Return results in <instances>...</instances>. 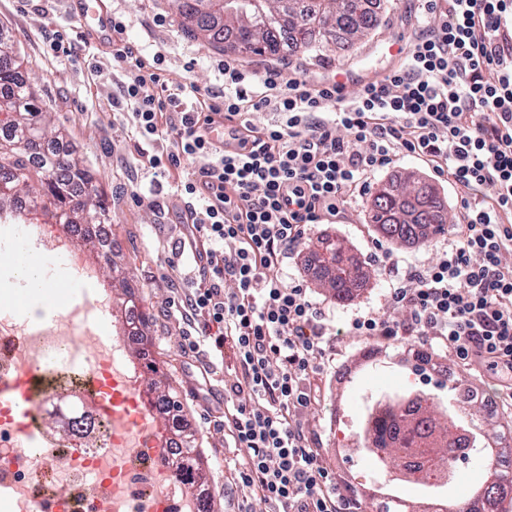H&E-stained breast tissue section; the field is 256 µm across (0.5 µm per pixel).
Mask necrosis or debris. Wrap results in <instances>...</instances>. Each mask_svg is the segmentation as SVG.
Here are the masks:
<instances>
[{
  "instance_id": "obj_1",
  "label": "necrosis or debris",
  "mask_w": 512,
  "mask_h": 512,
  "mask_svg": "<svg viewBox=\"0 0 512 512\" xmlns=\"http://www.w3.org/2000/svg\"><path fill=\"white\" fill-rule=\"evenodd\" d=\"M74 329L72 316H64L10 358H0V375L37 364L42 348L71 345ZM129 343L126 336L110 344L87 336L82 350L96 360L100 372L120 376ZM91 391L84 372L69 363L48 374L45 389L34 400L36 415L61 414L72 428L66 436L42 435L37 454L20 447L13 425L0 419V447L10 467L0 473V506L41 512L54 496L60 512H200L199 497L189 493L188 479L171 455L154 457L141 434L100 421L88 402Z\"/></svg>"
}]
</instances>
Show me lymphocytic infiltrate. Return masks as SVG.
Instances as JSON below:
<instances>
[{
  "label": "lymphocytic infiltrate",
  "instance_id": "f902f5d3",
  "mask_svg": "<svg viewBox=\"0 0 512 512\" xmlns=\"http://www.w3.org/2000/svg\"><path fill=\"white\" fill-rule=\"evenodd\" d=\"M436 25L397 68L351 98L341 85L254 70L225 57L222 90L172 86L161 54L145 58L112 21V62L126 80L113 107L131 110L142 163L169 176L182 158L178 254L200 282L178 302L199 324L186 346L232 341L224 429L247 460L237 473L268 512H360L301 413L320 400L316 362L329 320L283 264L314 224H332L370 175L413 154L447 174L461 205L453 240L423 267L378 258L393 280L389 309L352 320L348 334L438 344L475 377L498 379L512 400V0H431ZM265 112V122L254 114ZM224 123L223 144L207 135ZM160 143L167 153L151 151ZM233 282L225 291V282ZM395 307L407 308L400 319Z\"/></svg>",
  "mask_w": 512,
  "mask_h": 512
}]
</instances>
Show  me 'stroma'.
<instances>
[{"label":"stroma","instance_id":"35a3bbf8","mask_svg":"<svg viewBox=\"0 0 512 512\" xmlns=\"http://www.w3.org/2000/svg\"><path fill=\"white\" fill-rule=\"evenodd\" d=\"M79 9V0H0V29L9 31L25 60L26 72L39 90L37 107L54 112L80 160L95 173L110 209L104 234L110 237L130 291L148 318L146 335L135 346L148 352L150 361L178 394L183 415L192 424L208 466L206 489L217 512H266L265 505L253 499L250 489L233 480L227 469L237 450L219 422L224 418V384L231 379L233 350L224 346L222 364L211 368L205 377L200 369L206 354L183 347L179 314L172 300L194 287L199 277L187 259L182 260L181 272L174 279L165 277L171 250L180 237L175 202L170 195H163L164 207L156 211L138 205L133 198L134 192L149 190L153 174L138 162L137 137L129 114L112 107V96L124 81L123 74L112 68V34L101 30L84 33L77 18ZM111 10L124 20L126 36L133 44L149 55L161 53L172 84L223 88L224 79L214 64L219 49L191 36L173 12L170 0H111ZM379 16V27L348 50L329 57L302 48L294 50L287 76L298 72L317 78L340 75L348 95H356L366 82L399 65L403 49L422 27L438 21L436 15L427 12L425 0H384ZM56 33L73 45L72 54L49 52V40ZM418 179L436 188L448 219H455V188L431 166L404 154L398 156L393 172L370 178L365 194L352 197L337 223L313 225L305 245L285 260L286 281L306 283L312 301L326 312L332 326H343L364 311H385L390 280L373 255L387 240L370 222L371 203L382 183ZM325 239L344 240L349 258L367 274L352 298L341 304L307 273L308 261ZM367 347L375 352L370 362L362 354ZM420 358L436 363L437 372L424 379L412 372V365ZM320 366L324 397L304 411L302 421L317 440L321 466L335 472L340 485L364 507L373 512L387 496L442 504L456 489L481 484L484 471L462 463L457 464L450 486L419 492L404 482L380 476L359 447V434L368 421L362 397L370 392L402 395L426 387L444 399L448 381L454 378L476 387L482 397L494 403L496 379H477L449 353L409 337L385 344L370 343L362 336L332 339Z\"/></svg>","mask_w":512,"mask_h":512}]
</instances>
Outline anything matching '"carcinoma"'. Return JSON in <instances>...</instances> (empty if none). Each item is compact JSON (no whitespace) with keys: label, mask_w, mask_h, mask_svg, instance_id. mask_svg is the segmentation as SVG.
Wrapping results in <instances>:
<instances>
[{"label":"carcinoma","mask_w":512,"mask_h":512,"mask_svg":"<svg viewBox=\"0 0 512 512\" xmlns=\"http://www.w3.org/2000/svg\"><path fill=\"white\" fill-rule=\"evenodd\" d=\"M177 14L190 33L205 39L217 49L224 48V34L235 35L232 48L247 55H277L282 50L281 37L288 35L292 44L306 50L335 52L348 49L354 41L371 33L378 25L376 13L365 0H353L343 10L339 0H318L305 10L283 13V24L278 34L251 33L242 37L246 20L254 19L251 0H239L237 11L224 13V0H173ZM24 59L16 55L8 34L0 30V185H14V177L23 182L15 185L9 195L0 194V214H25L18 206L20 199L32 208H41L52 223L73 232L84 227L79 235L83 246L106 257L112 280L125 284L123 270L104 252L100 225L108 221V209L103 193L98 189L91 170L73 157L62 129L53 125L50 113L32 111L36 91L24 68ZM371 222L393 243L416 239L423 233L440 234L445 231L446 217L437 202L436 189L418 182L408 194H403L391 183L378 189L371 209ZM320 266L330 272L322 285L338 301L349 299L358 287V269L345 258L342 242L326 239L316 252ZM145 392L152 396L160 412V420L172 437L176 448V465L190 476V485L204 490L207 474L195 434L181 427L182 407L172 388L155 366L148 368ZM402 425L400 417L386 412L372 425L371 439L365 448L380 465L386 476L404 467L406 453L394 448L381 456L378 448L388 447L387 440L397 436ZM461 428L459 418L450 416L449 407L440 398L430 403L429 410L408 422V429L417 432L422 447L430 449L432 461L439 459L442 450L452 446L454 433ZM470 464L488 471L489 478L478 490L480 498L489 500L499 493L494 449L481 445L476 434L467 444Z\"/></svg>","instance_id":"obj_1"}]
</instances>
